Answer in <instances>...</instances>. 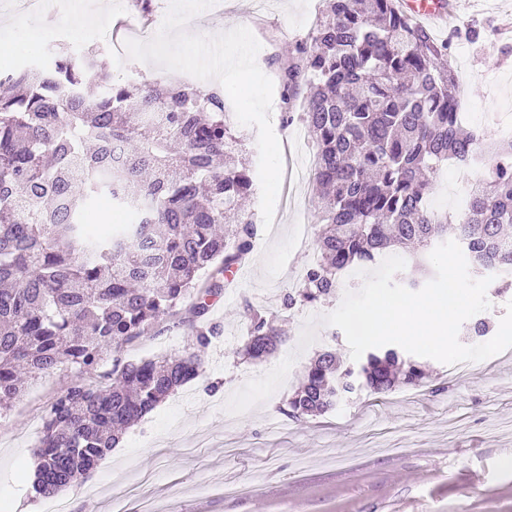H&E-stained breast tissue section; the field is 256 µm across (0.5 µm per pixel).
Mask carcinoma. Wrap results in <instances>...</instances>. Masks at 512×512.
Segmentation results:
<instances>
[{
    "label": "carcinoma",
    "instance_id": "carcinoma-1",
    "mask_svg": "<svg viewBox=\"0 0 512 512\" xmlns=\"http://www.w3.org/2000/svg\"><path fill=\"white\" fill-rule=\"evenodd\" d=\"M283 124L300 119L316 149L318 261L280 308L336 297L340 277L390 249L420 258L455 240L478 270L512 277V139L487 143L457 112L449 44L415 22L401 0H321L281 71ZM125 148L108 162L110 143ZM241 136L224 88L178 85L137 93L113 82L104 48L49 46L0 72V409L34 380L66 367L68 384L42 416L32 487L51 498L90 473L129 425L202 373L217 334L200 324L215 282L254 250L245 216L253 177L224 157ZM486 147L485 181L456 220L431 207L443 166ZM136 216L97 232L85 222L100 195ZM243 356H270L284 334L273 313L247 304ZM188 322L195 350L115 360L106 382L86 373L108 352L167 321ZM428 383L425 366L396 348L355 364L318 353L288 399L302 420L362 390Z\"/></svg>",
    "mask_w": 512,
    "mask_h": 512
}]
</instances>
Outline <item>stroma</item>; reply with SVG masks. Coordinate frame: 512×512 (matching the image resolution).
Here are the masks:
<instances>
[{
	"label": "stroma",
	"instance_id": "1",
	"mask_svg": "<svg viewBox=\"0 0 512 512\" xmlns=\"http://www.w3.org/2000/svg\"><path fill=\"white\" fill-rule=\"evenodd\" d=\"M450 42L456 92L466 128L485 141L502 137L512 118V0H457ZM320 0H224L188 20V27L216 36L248 27L261 44L257 65L274 79L271 124L283 155V180L272 229H265L259 195L246 204L257 228L252 258L241 277L224 278L208 301L207 319L220 327L203 355L201 376L186 384L127 430L118 448L62 498L69 512H512V348L470 364L469 377L449 381L447 365L427 360L432 393L397 389L386 396L361 392L336 409L302 421L284 407L305 367L320 351L349 359L345 336L322 318L339 299L299 305L285 313L287 335L261 362L237 352L248 336L245 304L277 310L286 288L316 258L301 247L297 227L317 213L310 183L301 181L305 143L301 120L282 124L279 69L274 55L312 26ZM66 0L50 9L56 20L47 36L19 27L0 70L23 66L47 44L106 45L101 26L76 28ZM117 83L186 82L181 72L127 60L112 63ZM183 324L166 322L124 346L127 360L180 354L193 348ZM69 370L33 381L14 407L0 414V512H45L29 478L41 417L67 385Z\"/></svg>",
	"mask_w": 512,
	"mask_h": 512
}]
</instances>
